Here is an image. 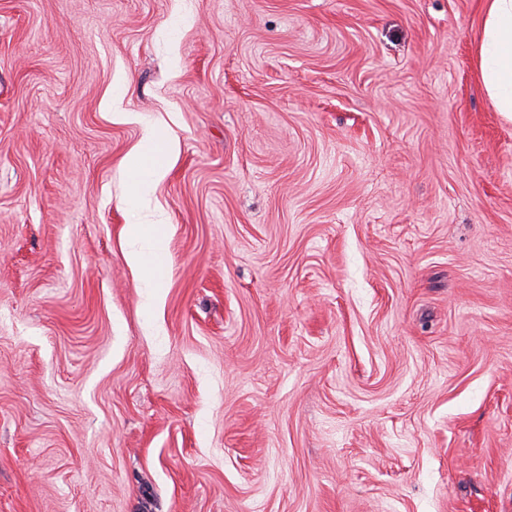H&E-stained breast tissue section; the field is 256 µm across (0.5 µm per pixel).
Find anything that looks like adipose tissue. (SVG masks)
<instances>
[{"mask_svg":"<svg viewBox=\"0 0 512 512\" xmlns=\"http://www.w3.org/2000/svg\"><path fill=\"white\" fill-rule=\"evenodd\" d=\"M476 55L478 77L494 110L512 119V0H484ZM150 138L149 152H137L126 159L131 190L138 198L153 191L171 152L165 131L153 130ZM126 232L140 246L139 251L129 254L130 263L139 267L144 287L158 288L167 265L165 223L137 215Z\"/></svg>","mask_w":512,"mask_h":512,"instance_id":"obj_1","label":"adipose tissue"}]
</instances>
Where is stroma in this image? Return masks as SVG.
Returning <instances> with one entry per match:
<instances>
[{
    "instance_id": "obj_1",
    "label": "stroma",
    "mask_w": 512,
    "mask_h": 512,
    "mask_svg": "<svg viewBox=\"0 0 512 512\" xmlns=\"http://www.w3.org/2000/svg\"><path fill=\"white\" fill-rule=\"evenodd\" d=\"M482 12L0 0V512H512ZM157 126L150 303L124 166ZM126 232L135 244L143 248L139 252L128 254V259L130 263L140 268L144 288H159L167 266L165 223L162 220L135 215L131 224L126 225ZM145 251L152 258L149 263L143 260Z\"/></svg>"
}]
</instances>
